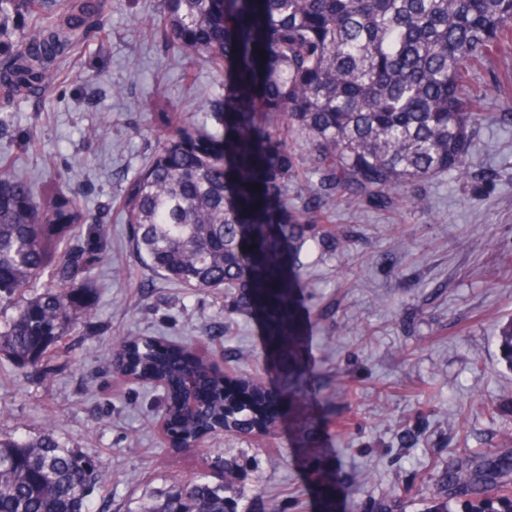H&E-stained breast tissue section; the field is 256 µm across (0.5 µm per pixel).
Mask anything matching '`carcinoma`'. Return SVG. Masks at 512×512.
<instances>
[{
    "mask_svg": "<svg viewBox=\"0 0 512 512\" xmlns=\"http://www.w3.org/2000/svg\"><path fill=\"white\" fill-rule=\"evenodd\" d=\"M43 4L0 0L3 98L53 84L102 12L97 0H71L62 19L45 13L30 27L19 23L23 8ZM163 20L183 51L214 61L224 98L210 104L213 128L170 105L156 113L155 153L123 190L131 244L168 280L235 289L238 306L262 311L274 337L288 329L290 250L326 228L320 208H288V129L309 142L318 181L306 194L355 209L425 211L419 184L443 173L467 179L481 116L475 99L498 94L490 85L473 90L468 68L512 52V0H164ZM86 225L84 243L68 246ZM106 241L104 225L88 224L74 196L37 197L0 165V291L20 297L0 326V355L37 367L91 314L88 275L108 258ZM498 342L512 367V321ZM112 362L132 380L167 382L174 448L202 429L261 430L287 411L258 385L155 339L121 342ZM186 376L201 389L198 423L181 417ZM510 467L500 458L475 470L460 463L448 480L470 492L469 512H489L484 494ZM101 480L93 457L51 432L0 442V512H89L88 494ZM245 498L204 471L174 493L142 499L136 512H247Z\"/></svg>",
    "mask_w": 512,
    "mask_h": 512,
    "instance_id": "cac0c4a2",
    "label": "carcinoma"
}]
</instances>
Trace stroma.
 Here are the masks:
<instances>
[{
    "instance_id": "obj_1",
    "label": "stroma",
    "mask_w": 512,
    "mask_h": 512,
    "mask_svg": "<svg viewBox=\"0 0 512 512\" xmlns=\"http://www.w3.org/2000/svg\"><path fill=\"white\" fill-rule=\"evenodd\" d=\"M137 17L153 18L151 33ZM158 87L213 125L223 76L171 45L161 0H112L53 86L0 98V162L36 190L75 193L124 259L120 274L107 262L92 270L93 313L47 367L0 356V439L50 429L94 457L103 481L91 512H135L146 495L241 453L252 512H464L467 490L440 474L487 448L512 457V368L497 340L512 320V122L477 129L468 181L421 185L426 213L327 206L336 235L302 247L278 351L228 291L175 284L132 250L122 192L155 151ZM141 336L201 351L270 395L292 391L287 417L263 433H209L200 453L170 447L163 388L106 362L113 342Z\"/></svg>"
}]
</instances>
